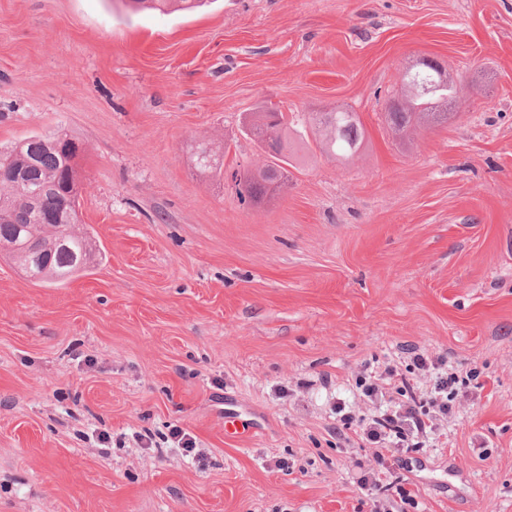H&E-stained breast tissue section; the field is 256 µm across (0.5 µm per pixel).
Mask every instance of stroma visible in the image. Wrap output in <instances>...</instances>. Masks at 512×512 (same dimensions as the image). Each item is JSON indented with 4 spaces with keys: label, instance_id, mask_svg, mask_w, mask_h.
<instances>
[{
    "label": "stroma",
    "instance_id": "stroma-1",
    "mask_svg": "<svg viewBox=\"0 0 512 512\" xmlns=\"http://www.w3.org/2000/svg\"><path fill=\"white\" fill-rule=\"evenodd\" d=\"M422 56L464 95L394 131ZM339 106L349 161L306 122ZM269 109L294 154L253 207L191 147L255 168ZM57 129L101 255L64 285L0 255V512H512V0H0V148ZM417 353L480 375L373 497L335 407ZM201 153L208 152L209 160L203 158L199 167L203 171H208L216 176L224 178V147L215 146L214 143L206 142V145L199 148Z\"/></svg>",
    "mask_w": 512,
    "mask_h": 512
}]
</instances>
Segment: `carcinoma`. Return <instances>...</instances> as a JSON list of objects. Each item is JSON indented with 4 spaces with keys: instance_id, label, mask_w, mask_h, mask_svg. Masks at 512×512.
I'll list each match as a JSON object with an SVG mask.
<instances>
[{
    "instance_id": "cac0c4a2",
    "label": "carcinoma",
    "mask_w": 512,
    "mask_h": 512,
    "mask_svg": "<svg viewBox=\"0 0 512 512\" xmlns=\"http://www.w3.org/2000/svg\"><path fill=\"white\" fill-rule=\"evenodd\" d=\"M137 9H162L175 6L184 11L198 7L202 0H130ZM456 87L425 95H414L403 84L401 100L404 111L387 113L390 123L397 128H404L413 121L425 117L436 120H448V113L437 112L435 108L441 97L453 96ZM315 125L321 127V145L323 150L333 155L348 157L357 152L362 139L363 128L355 113L347 110L323 112L314 117ZM280 126V149L271 156V161L254 170L240 173L237 197L245 201L250 197L260 202L267 195L269 184L277 177L284 176L286 166L290 165L288 156V122L278 121ZM52 134H35L16 143L9 149H0V251L14 257L12 244L17 228L21 224L31 226L30 234L47 233V221L67 225L69 233L53 253L45 255V262L50 264L45 272L36 262L27 266V273L33 280L63 285L76 274L93 267L100 249L91 234L80 228L78 215V197L75 190L78 169L76 158L81 144L70 134H63L74 149L66 151L52 146ZM199 151L209 153V158L202 160L199 167L216 176H224V149L208 142ZM15 171L27 180L42 188V194L36 204H31L26 194L19 190L9 176Z\"/></svg>"
}]
</instances>
